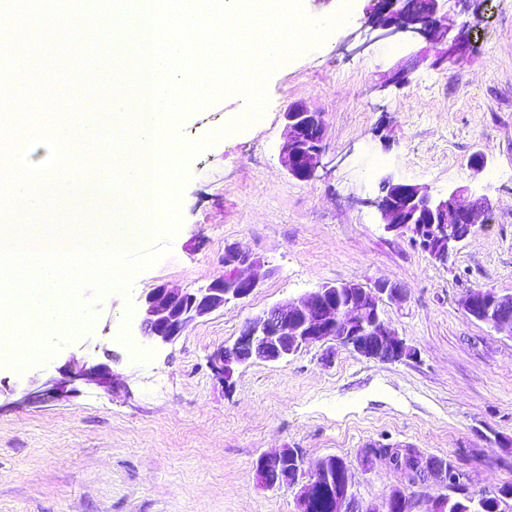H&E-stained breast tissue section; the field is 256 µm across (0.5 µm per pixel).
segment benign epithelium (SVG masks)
<instances>
[{"label":"benign epithelium","instance_id":"7a95c632","mask_svg":"<svg viewBox=\"0 0 512 512\" xmlns=\"http://www.w3.org/2000/svg\"><path fill=\"white\" fill-rule=\"evenodd\" d=\"M369 14L364 23L366 43H374L397 35L419 36L430 44L425 58L431 66L445 69L464 59L472 50L469 25L459 24L444 9L446 0H369ZM429 16L425 22L423 16ZM284 141L280 161L290 176L307 181L323 166L326 151V127L322 114L303 101H295L283 113ZM383 195L374 201L381 214L384 229L398 236L414 237L416 245L437 261L448 257L463 242L455 231L458 224H467L476 232L489 223L494 211L492 199L486 195H468L455 188L441 198H434L421 186L387 180ZM261 262L239 251L234 245L224 247V277L203 288L183 291L160 284L139 297V333L145 342L158 345L177 340L194 322L224 308L232 301L249 298L260 286L256 275L242 273L244 267H259ZM346 286L355 289L360 301L354 305L336 306L327 298L329 286L317 288L286 304H274L249 320L235 341L215 351L210 359L214 373L225 384H233L236 369L256 361L278 363L301 350L327 347L325 358L335 355L333 345L349 349L361 357L394 361L408 349L382 318L384 301L403 299L400 286L378 280L373 287L352 281ZM464 311L503 336L512 335V294L488 289H471L461 300ZM108 388L112 386V370L105 363L88 360L75 369L67 366L62 377L48 383V388L29 389L23 401L37 403L60 396L74 381ZM283 452L264 454L255 463L259 483L274 487L267 474L282 466ZM379 461L399 472L401 482L378 499L367 501L359 492L356 473L368 472ZM301 476L292 486L297 488V512H309L314 474H324L322 462L306 469L304 456H297ZM348 492L339 503V512H386L389 502L406 496L419 498V491L431 484H449L448 473L427 469V458L418 459L415 470L407 468L402 458L393 455H372L348 461L345 471Z\"/></svg>","mask_w":512,"mask_h":512}]
</instances>
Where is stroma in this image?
<instances>
[{
	"label": "stroma",
	"mask_w": 512,
	"mask_h": 512,
	"mask_svg": "<svg viewBox=\"0 0 512 512\" xmlns=\"http://www.w3.org/2000/svg\"><path fill=\"white\" fill-rule=\"evenodd\" d=\"M366 6L354 0L350 21L286 54L262 115L189 161L170 256L139 273L130 295L96 304L92 325L69 333L46 363L0 364V512H296L294 490L258 485L260 455L300 448L312 466L355 458L371 442L448 457L481 489L512 478L499 465L512 458V338L460 306L471 289L512 293V0H449L472 27L474 50L444 70L415 61L421 39L362 46ZM402 64L407 82L387 85ZM299 100L327 128L324 166L309 181L280 163L282 114ZM246 109L225 96L185 114L180 133L201 140ZM387 180L435 197L462 187L488 195L495 212L442 265L384 230L373 202ZM228 243L264 260L260 287L172 344L145 343L127 298L222 277ZM379 279L405 292L382 315L414 357L384 363L340 348L326 364L312 347L244 366L230 387L212 370L211 354L271 305ZM91 358L109 359L112 391L77 382L21 402L30 379Z\"/></svg>",
	"instance_id": "1"
}]
</instances>
